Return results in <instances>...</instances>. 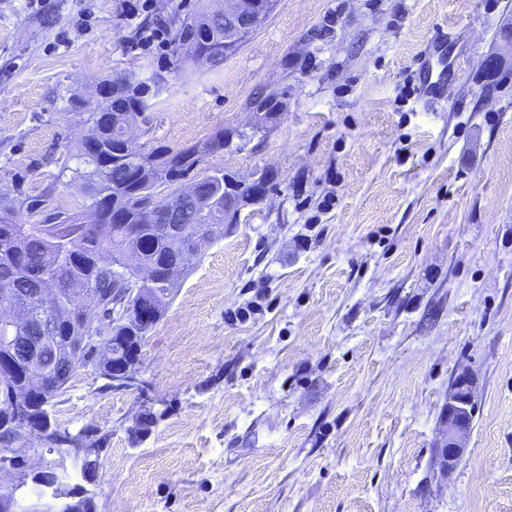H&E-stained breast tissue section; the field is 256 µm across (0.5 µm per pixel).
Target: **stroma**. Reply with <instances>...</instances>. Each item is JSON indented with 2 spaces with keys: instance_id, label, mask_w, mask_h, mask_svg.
<instances>
[{
  "instance_id": "obj_1",
  "label": "stroma",
  "mask_w": 512,
  "mask_h": 512,
  "mask_svg": "<svg viewBox=\"0 0 512 512\" xmlns=\"http://www.w3.org/2000/svg\"><path fill=\"white\" fill-rule=\"evenodd\" d=\"M206 0H0V198L82 201L80 118L113 73L160 72L146 148L248 129L201 171L266 174L264 201L194 259L141 345V388L85 369L59 427L104 438L96 512H512V0H275L223 66L174 69L138 25ZM448 43V100L419 99ZM466 450L443 463L457 372ZM163 414L133 432L151 402Z\"/></svg>"
}]
</instances>
